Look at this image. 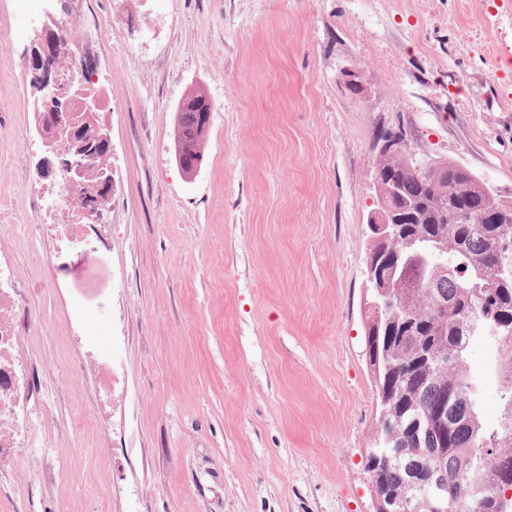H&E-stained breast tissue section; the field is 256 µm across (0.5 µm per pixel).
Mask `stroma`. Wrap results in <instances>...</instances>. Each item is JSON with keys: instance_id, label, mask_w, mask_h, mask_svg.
<instances>
[{"instance_id": "stroma-1", "label": "stroma", "mask_w": 512, "mask_h": 512, "mask_svg": "<svg viewBox=\"0 0 512 512\" xmlns=\"http://www.w3.org/2000/svg\"><path fill=\"white\" fill-rule=\"evenodd\" d=\"M0 0V170L18 171L33 107L32 44ZM111 73L112 244L73 252L75 291L41 289L50 242L27 187L0 179V248L41 324L28 378L57 415L23 463L0 465V512H375L367 450L375 388L364 270L380 133L416 159L466 166L512 198V5L507 0H91ZM364 86L353 93L350 73ZM213 106L186 177L176 109ZM98 297L97 348L71 327ZM493 356L472 342L481 414L500 416Z\"/></svg>"}]
</instances>
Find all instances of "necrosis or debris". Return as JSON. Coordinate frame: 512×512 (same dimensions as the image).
<instances>
[{
  "instance_id": "1",
  "label": "necrosis or debris",
  "mask_w": 512,
  "mask_h": 512,
  "mask_svg": "<svg viewBox=\"0 0 512 512\" xmlns=\"http://www.w3.org/2000/svg\"><path fill=\"white\" fill-rule=\"evenodd\" d=\"M92 15H85L83 24L60 25L56 40L60 48L58 73L73 80L72 104L89 97H99L108 104L111 77L97 74L83 76L79 48L84 41L85 25L94 24ZM32 203L39 220L27 225L26 233L32 240L52 239V251L40 253L39 259L49 276L43 281L46 289L68 288L73 271L66 261V252L81 249L88 255L106 251L112 241V225L108 209H101L97 219H90L77 192L64 177H38L31 182ZM15 259L11 252L0 251V463L15 466L17 482L30 479L23 468L21 453L31 436V410L41 400L39 393L25 384L23 373L27 365L24 340L36 322L29 310L18 302L22 288L14 276Z\"/></svg>"
}]
</instances>
